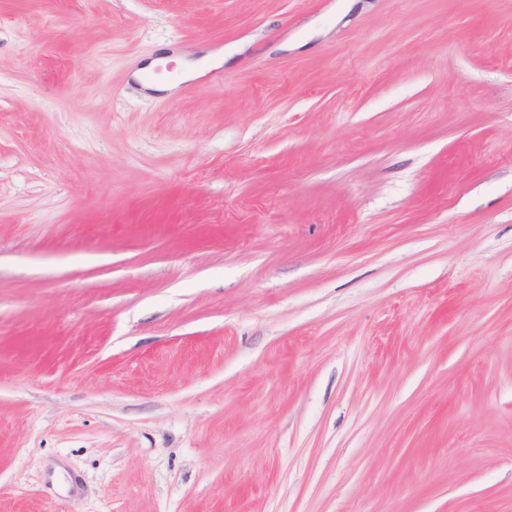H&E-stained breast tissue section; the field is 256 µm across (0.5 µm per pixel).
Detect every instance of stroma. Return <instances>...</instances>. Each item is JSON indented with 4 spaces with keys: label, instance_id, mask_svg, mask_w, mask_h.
Wrapping results in <instances>:
<instances>
[{
    "label": "stroma",
    "instance_id": "stroma-1",
    "mask_svg": "<svg viewBox=\"0 0 512 512\" xmlns=\"http://www.w3.org/2000/svg\"><path fill=\"white\" fill-rule=\"evenodd\" d=\"M476 507L512 0H0V512Z\"/></svg>",
    "mask_w": 512,
    "mask_h": 512
}]
</instances>
